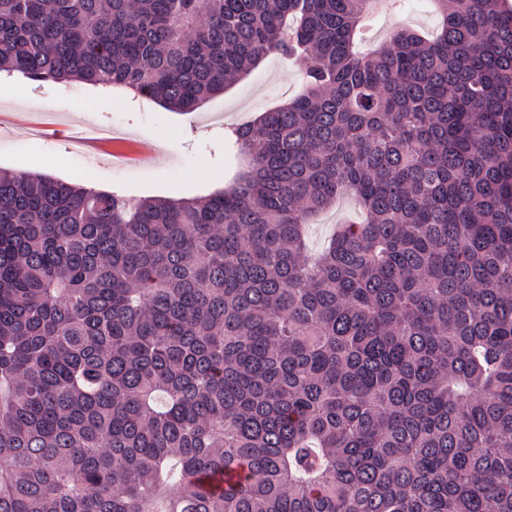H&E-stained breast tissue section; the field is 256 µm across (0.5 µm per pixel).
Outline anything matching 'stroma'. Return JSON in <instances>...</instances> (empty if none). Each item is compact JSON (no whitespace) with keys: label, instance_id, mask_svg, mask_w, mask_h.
Here are the masks:
<instances>
[{"label":"stroma","instance_id":"obj_1","mask_svg":"<svg viewBox=\"0 0 512 512\" xmlns=\"http://www.w3.org/2000/svg\"><path fill=\"white\" fill-rule=\"evenodd\" d=\"M398 25L431 34L438 18L428 0H415L403 10L378 16L367 34V46L383 44ZM304 70L302 59L268 56L189 113L124 89H113L107 97L78 82L38 84L5 76L0 78V168L114 192L132 203L147 197L208 196L222 191L241 167L224 148L231 127L297 95ZM109 126L143 151L161 153V161L130 157L117 165L109 156L87 161L73 131ZM356 210L355 199L344 197L316 216L307 227L310 250L320 251L337 224Z\"/></svg>","mask_w":512,"mask_h":512}]
</instances>
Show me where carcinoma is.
<instances>
[{
	"label": "carcinoma",
	"instance_id": "carcinoma-1",
	"mask_svg": "<svg viewBox=\"0 0 512 512\" xmlns=\"http://www.w3.org/2000/svg\"><path fill=\"white\" fill-rule=\"evenodd\" d=\"M433 2L0 0V73L175 111L306 62L214 195L0 170V512H512V11ZM413 5L394 13H386L378 16L372 23L367 34L365 48L383 44L389 32L397 25H405L425 34H432L438 26V17L433 12L427 0H413ZM357 202L352 197H344L336 202V206L327 210L307 226V243L312 252L320 251L329 241L332 234L344 218L357 211Z\"/></svg>",
	"mask_w": 512,
	"mask_h": 512
}]
</instances>
